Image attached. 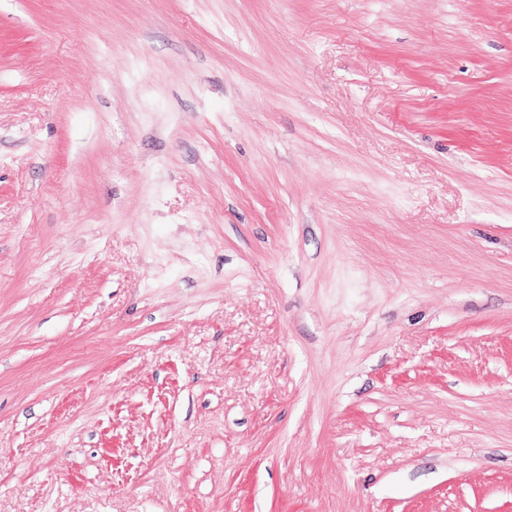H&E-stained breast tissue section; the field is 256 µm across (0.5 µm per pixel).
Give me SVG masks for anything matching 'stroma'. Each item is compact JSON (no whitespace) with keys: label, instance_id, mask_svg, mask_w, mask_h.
<instances>
[{"label":"stroma","instance_id":"1","mask_svg":"<svg viewBox=\"0 0 512 512\" xmlns=\"http://www.w3.org/2000/svg\"><path fill=\"white\" fill-rule=\"evenodd\" d=\"M0 512H512V0H0Z\"/></svg>","mask_w":512,"mask_h":512}]
</instances>
